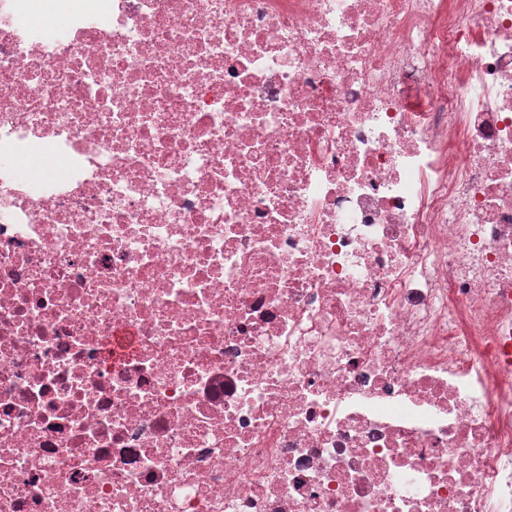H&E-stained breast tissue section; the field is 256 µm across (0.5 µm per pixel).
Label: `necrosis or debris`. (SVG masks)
Here are the masks:
<instances>
[{
    "label": "necrosis or debris",
    "instance_id": "4bbe7bcc",
    "mask_svg": "<svg viewBox=\"0 0 512 512\" xmlns=\"http://www.w3.org/2000/svg\"><path fill=\"white\" fill-rule=\"evenodd\" d=\"M47 2L0 0V512H512V0Z\"/></svg>",
    "mask_w": 512,
    "mask_h": 512
}]
</instances>
